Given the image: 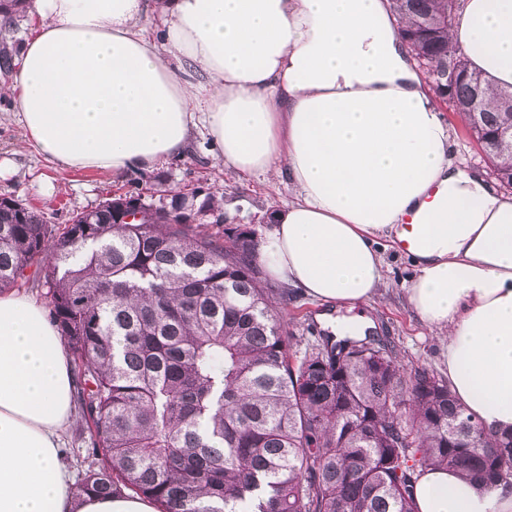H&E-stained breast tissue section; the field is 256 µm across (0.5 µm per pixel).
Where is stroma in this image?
Segmentation results:
<instances>
[{
	"label": "stroma",
	"mask_w": 512,
	"mask_h": 512,
	"mask_svg": "<svg viewBox=\"0 0 512 512\" xmlns=\"http://www.w3.org/2000/svg\"><path fill=\"white\" fill-rule=\"evenodd\" d=\"M8 106L7 99L0 97V162L8 167L7 173L0 175V195L15 196L52 224H66L73 213L95 207L107 194L119 189H196L204 196L221 195L225 226L246 227L260 237L273 226V207L284 206L294 197L287 183L261 176L246 178L217 163L212 144L202 131L184 155L153 170L133 169L119 175L63 170L24 146L23 130L8 118ZM43 179L52 180V196L40 193L39 182ZM413 273L405 257L386 252V287L367 314L376 322L380 339L396 347L404 366H424L441 375L445 368L439 335L411 313L404 299L403 290ZM325 309V304L300 294L289 304L285 321L296 338L305 341L312 330L323 329L320 315Z\"/></svg>",
	"instance_id": "stroma-1"
}]
</instances>
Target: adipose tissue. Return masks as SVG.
I'll list each match as a JSON object with an SVG mask.
<instances>
[{
	"mask_svg": "<svg viewBox=\"0 0 512 512\" xmlns=\"http://www.w3.org/2000/svg\"><path fill=\"white\" fill-rule=\"evenodd\" d=\"M35 21L0 95L53 165L115 174L183 155L206 130L222 165L288 182L258 260L373 329L383 253L409 241L411 312L441 335L448 386L512 430V195L454 159L451 134L389 0H26ZM450 39L512 86V0H458ZM69 352L41 303L0 292V512H157L78 494L63 460L76 413ZM417 512H512L427 471Z\"/></svg>",
	"mask_w": 512,
	"mask_h": 512,
	"instance_id": "ef3b65f1",
	"label": "adipose tissue"
}]
</instances>
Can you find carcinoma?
Returning <instances> with one entry per match:
<instances>
[{"label": "carcinoma", "instance_id": "cac0c4a2", "mask_svg": "<svg viewBox=\"0 0 512 512\" xmlns=\"http://www.w3.org/2000/svg\"><path fill=\"white\" fill-rule=\"evenodd\" d=\"M390 2L511 189L512 88L489 91L451 41L455 0ZM19 204L0 197V288L47 289L89 434L78 492L130 490L160 512H415L429 469L512 482V431L486 430L389 344L321 333L297 354L290 294L262 280L254 236L172 208L119 224L110 197L59 227Z\"/></svg>", "mask_w": 512, "mask_h": 512}]
</instances>
